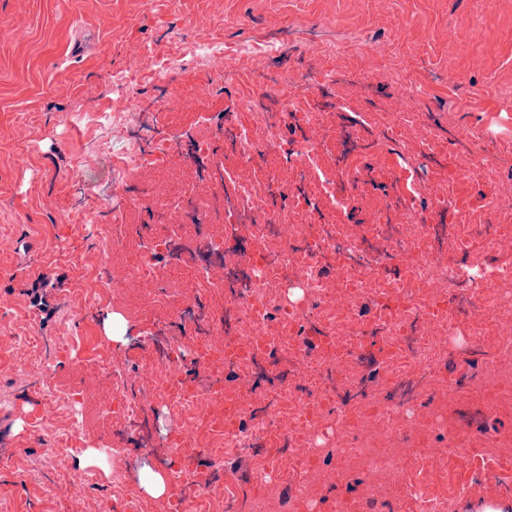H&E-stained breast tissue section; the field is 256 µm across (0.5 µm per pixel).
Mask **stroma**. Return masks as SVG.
Instances as JSON below:
<instances>
[{"label":"stroma","mask_w":512,"mask_h":512,"mask_svg":"<svg viewBox=\"0 0 512 512\" xmlns=\"http://www.w3.org/2000/svg\"><path fill=\"white\" fill-rule=\"evenodd\" d=\"M469 35H460L463 25ZM223 37L262 46L274 37L289 47L268 66L296 74L322 47L336 50V93L349 109L329 117L332 139L323 143L322 163L336 176L345 205L327 206L322 218L351 233L380 218L386 199L402 193L394 174L393 144L379 136L405 82L422 87L406 103L415 124L401 130L404 144L430 132L447 168L414 159L411 179L419 189L417 209L430 208L429 190L443 186L456 209L472 222L496 219L492 201L512 193V0H0V321L14 337L0 340V437L15 448L0 460V512H63L61 499L86 472L83 461L59 454L44 468L33 426L62 425L65 413H45L38 391L22 370L34 357L51 366L59 388L79 385L78 366L58 353L63 328L105 340L103 320L111 305L92 307L75 321L72 306L84 275L105 269L119 276V255L102 254L92 221L112 198V156L124 146L121 133L74 125L73 112L111 103L120 91L112 76L146 83L156 55L190 56L195 45ZM385 52L369 56L367 49ZM237 77L198 101L173 103L157 114L159 131L178 125L186 135L205 118L236 109L254 94ZM470 128L497 148L481 180L449 182L468 164L457 142ZM366 173L355 187L350 175ZM512 502V473L496 488L476 486L467 475L448 473L447 494L430 498L424 512H463L482 503Z\"/></svg>","instance_id":"1"}]
</instances>
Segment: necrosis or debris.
Masks as SVG:
<instances>
[{
  "label": "necrosis or debris",
  "mask_w": 512,
  "mask_h": 512,
  "mask_svg": "<svg viewBox=\"0 0 512 512\" xmlns=\"http://www.w3.org/2000/svg\"><path fill=\"white\" fill-rule=\"evenodd\" d=\"M195 59L212 62L208 84L226 81L239 61L249 60L251 78L262 87L261 95L242 98L236 111L210 124L207 137L192 140L214 183L208 192L139 183L143 173L161 171L184 142L157 135L151 115L166 102L143 108L135 79L113 75L123 97L73 116L79 125L127 130L125 148L114 157L122 180L112 211L144 209L164 228L130 243L114 225L97 223L99 249L125 253L124 274L110 287L87 289L80 303L90 307L108 299L122 308L159 312L160 318L137 338L146 356L138 371L71 334L60 337L57 349L76 360L84 386L61 389L49 366L28 363L26 373L39 385L45 410L71 412L65 427L41 434L43 456H76L90 447L80 415L91 400L100 417L124 422L126 433L144 446L156 430L158 410L167 411L168 452L156 459L168 477L166 512L204 502L219 487L225 512H232L235 491L225 483L219 459L227 448L253 454L251 498L263 499L269 481L290 485V512H369L374 490L384 483L396 488L398 503L418 500L417 477L431 461L458 462L475 481L492 484L488 472L474 468V448H495L502 463H511L512 434H479L462 418L449 424L441 405L452 399L482 418L512 405V375L492 363L473 370L468 358L481 348L512 357V299L490 287L512 277V219L472 224L459 214L449 226L415 215L411 198L403 195L391 208L408 215V225L377 224L347 235L322 223L323 198L335 195L336 179L319 168L315 133L324 114L316 93L331 91L335 67L291 78L266 70L250 45L230 51L216 38L199 44L192 59L156 58L153 85H168ZM243 112L259 115L261 127L240 120ZM291 122L300 134L288 139L281 129ZM215 139L231 144L235 165L213 155ZM268 153L299 161L323 183V196L289 189L274 177L269 192L254 197L248 173ZM226 183L235 188L229 198L222 191ZM294 213L304 214L305 222L293 223ZM177 214L186 222L173 223ZM481 245L490 250L489 267L470 272ZM163 272L170 286L159 282ZM216 294L224 298L220 315L208 307ZM314 300L321 309L317 317L310 313ZM363 303L369 315L356 314ZM171 323L188 328L194 343L166 340L164 328ZM216 335L221 343H213ZM369 349L379 356V389L358 388L346 369L347 360ZM261 368L276 379L274 389L262 394L254 387ZM107 454L115 476L111 492L100 490L94 473H85L69 496L74 512H111L116 497L138 504L141 491L126 476L125 450ZM336 467L347 485L367 486V494L309 498L308 478Z\"/></svg>",
  "instance_id": "4bbe7bcc"
}]
</instances>
